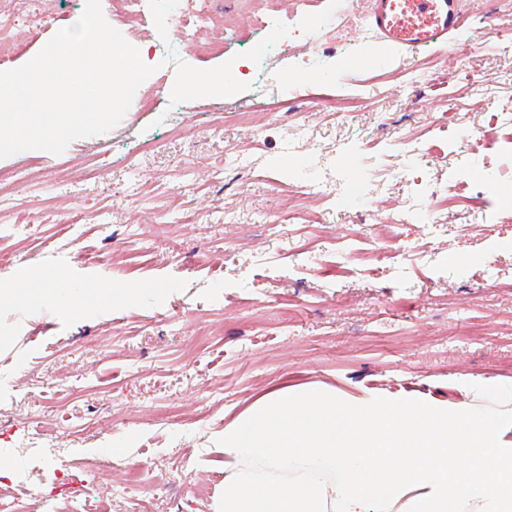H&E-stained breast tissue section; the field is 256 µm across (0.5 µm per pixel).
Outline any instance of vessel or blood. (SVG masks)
Instances as JSON below:
<instances>
[{
  "label": "vessel or blood",
  "instance_id": "vessel-or-blood-1",
  "mask_svg": "<svg viewBox=\"0 0 512 512\" xmlns=\"http://www.w3.org/2000/svg\"><path fill=\"white\" fill-rule=\"evenodd\" d=\"M462 0H372L369 20L382 49H366L364 69H377L387 51L411 57L420 51L446 47L461 27Z\"/></svg>",
  "mask_w": 512,
  "mask_h": 512
}]
</instances>
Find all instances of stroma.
<instances>
[{"mask_svg":"<svg viewBox=\"0 0 512 512\" xmlns=\"http://www.w3.org/2000/svg\"><path fill=\"white\" fill-rule=\"evenodd\" d=\"M84 7L43 0L41 26L16 28L19 47L0 71L30 61ZM211 7L235 31L222 50L189 58L196 68L218 66L264 36L249 0ZM299 9L328 26L289 31V55L268 67V79L285 87L278 98L263 101L252 68L234 67L248 90L188 101L186 130L170 138L175 73L165 66L111 131L59 155L0 159V170H32L0 206V225L12 227L0 239L11 255L0 266V493L25 502L35 491L69 512L54 470L93 468L94 512H139L135 499L115 493L121 474L106 451L122 448L157 489L148 512H213L224 489V426L270 389L325 384L355 398L473 409L489 405L476 385H512V0H465L456 42L476 49L424 50L373 71L357 64L362 46L380 43L369 0H300ZM316 50L334 57L333 70L303 68ZM350 91L363 103L345 112L340 98ZM492 126L497 140L479 166L498 174L494 193L456 169L458 129ZM400 135L440 149L415 177L461 195L487 221L441 211L434 225L418 222L433 200L395 178L399 160L388 145ZM144 142L150 151L128 169L125 155ZM239 150L249 153L248 168L225 169V156ZM89 158L100 170L94 181L84 178ZM300 159L338 196L368 172V207L310 201L285 224ZM179 183L187 189L170 201ZM76 209L84 220L68 222ZM389 216L410 251L402 266L367 252L373 224ZM150 224L168 225L180 252L138 240ZM350 232L363 233L362 250L340 272L319 241ZM229 247L236 263L224 261ZM23 269L31 284L14 290ZM100 278L111 285L110 303L81 288ZM53 280L81 291L79 304L51 299L44 284ZM131 284L139 295L124 297ZM46 398L57 400L55 412H45ZM172 403L181 423L156 413ZM26 416L42 422L40 443L11 428ZM192 471L207 475L206 494L187 492Z\"/></svg>","mask_w":512,"mask_h":512,"instance_id":"stroma-1","label":"stroma"}]
</instances>
